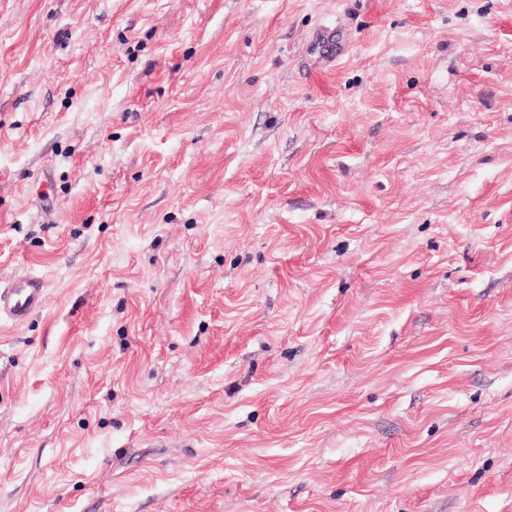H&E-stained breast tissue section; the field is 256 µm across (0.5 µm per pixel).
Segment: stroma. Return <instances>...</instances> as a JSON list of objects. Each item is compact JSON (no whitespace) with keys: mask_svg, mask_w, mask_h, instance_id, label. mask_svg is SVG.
Masks as SVG:
<instances>
[{"mask_svg":"<svg viewBox=\"0 0 512 512\" xmlns=\"http://www.w3.org/2000/svg\"><path fill=\"white\" fill-rule=\"evenodd\" d=\"M0 512H512V0H0ZM44 282L34 275L15 276L6 287L0 284V315L23 323L44 303Z\"/></svg>","mask_w":512,"mask_h":512,"instance_id":"1","label":"stroma"}]
</instances>
